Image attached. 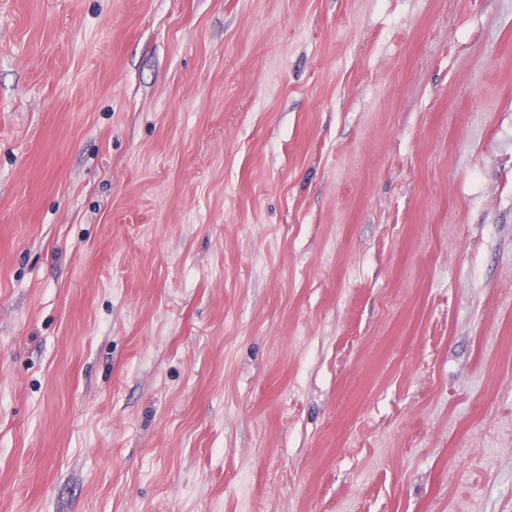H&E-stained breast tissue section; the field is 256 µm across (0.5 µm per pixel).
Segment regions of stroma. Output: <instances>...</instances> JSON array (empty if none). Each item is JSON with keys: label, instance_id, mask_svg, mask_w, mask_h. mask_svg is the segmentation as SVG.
<instances>
[{"label": "stroma", "instance_id": "35a3bbf8", "mask_svg": "<svg viewBox=\"0 0 512 512\" xmlns=\"http://www.w3.org/2000/svg\"><path fill=\"white\" fill-rule=\"evenodd\" d=\"M0 512H512V0H0Z\"/></svg>", "mask_w": 512, "mask_h": 512}]
</instances>
